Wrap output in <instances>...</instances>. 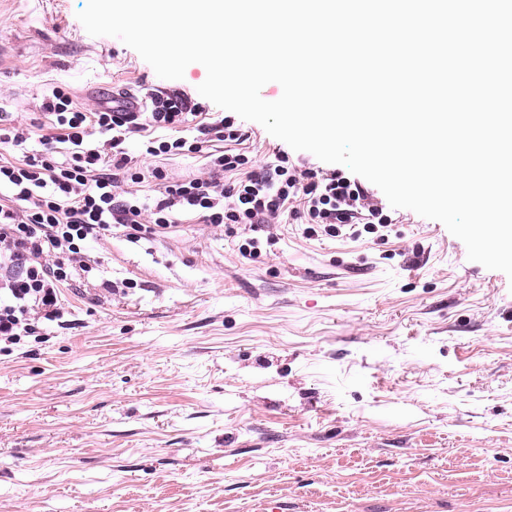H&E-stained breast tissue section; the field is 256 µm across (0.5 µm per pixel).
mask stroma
<instances>
[{
  "label": "stroma",
  "instance_id": "stroma-1",
  "mask_svg": "<svg viewBox=\"0 0 512 512\" xmlns=\"http://www.w3.org/2000/svg\"><path fill=\"white\" fill-rule=\"evenodd\" d=\"M86 3L0 0V116L57 86L197 96L201 64L160 78ZM389 214L270 225L253 261L191 213L90 242L68 328L0 348V512H512V279Z\"/></svg>",
  "mask_w": 512,
  "mask_h": 512
}]
</instances>
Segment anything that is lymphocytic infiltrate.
<instances>
[{
  "instance_id": "1",
  "label": "lymphocytic infiltrate",
  "mask_w": 512,
  "mask_h": 512,
  "mask_svg": "<svg viewBox=\"0 0 512 512\" xmlns=\"http://www.w3.org/2000/svg\"><path fill=\"white\" fill-rule=\"evenodd\" d=\"M141 112L103 105L79 107L71 92L53 88L40 105L53 134L21 115L0 127V342L19 343L39 320H61V290L93 267L86 242L120 226L133 233L174 226L180 212L201 223L279 224L293 215L332 236L362 224L371 232L390 218L358 181L293 163L287 154L258 164L241 145L235 117H210L181 91L149 89ZM140 141L156 158L205 153L206 167L180 179L161 167L133 165L127 145ZM153 179L159 195L141 200L137 184Z\"/></svg>"
}]
</instances>
